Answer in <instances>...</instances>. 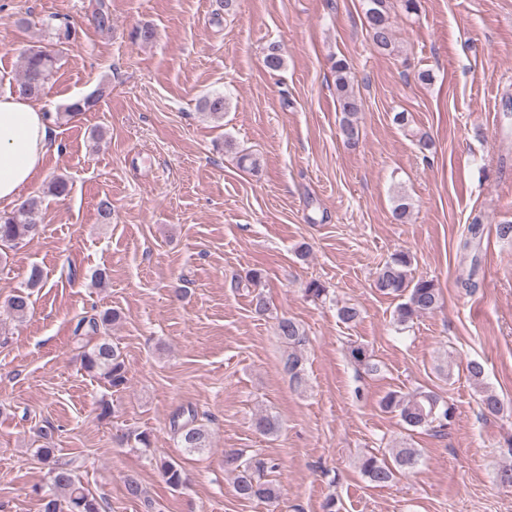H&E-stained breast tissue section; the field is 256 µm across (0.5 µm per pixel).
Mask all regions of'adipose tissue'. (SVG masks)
Returning a JSON list of instances; mask_svg holds the SVG:
<instances>
[{
    "mask_svg": "<svg viewBox=\"0 0 512 512\" xmlns=\"http://www.w3.org/2000/svg\"><path fill=\"white\" fill-rule=\"evenodd\" d=\"M54 147L48 114L20 93L0 95V205L15 204Z\"/></svg>",
    "mask_w": 512,
    "mask_h": 512,
    "instance_id": "obj_1",
    "label": "adipose tissue"
}]
</instances>
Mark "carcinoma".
Listing matches in <instances>:
<instances>
[{
  "label": "carcinoma",
  "instance_id": "carcinoma-1",
  "mask_svg": "<svg viewBox=\"0 0 512 512\" xmlns=\"http://www.w3.org/2000/svg\"><path fill=\"white\" fill-rule=\"evenodd\" d=\"M365 24L376 48L384 53L395 52L394 33L390 23L389 0H366L364 9ZM56 57L41 48H29L22 52V78L19 92L36 97L52 77ZM334 83L339 108L344 114L341 130L352 140L357 135L356 121L360 111L358 99L350 83V67L346 60L338 59L334 64ZM225 99L221 93H215L204 100L203 108L211 116L220 118L224 114ZM39 200L30 198L11 214H0V247L15 246L24 241H32L38 234L36 213ZM410 254L398 251L379 269L375 288L386 296L400 300L394 312V322L406 326L415 319L433 312L441 300L440 288L434 280L427 277L412 276ZM30 307V293L20 291L13 295L8 303L10 313L21 319ZM119 319V312L109 309L89 320H80L75 332L86 328L96 334L107 330ZM278 336L288 348L284 359V370L296 381L302 380L304 348L307 336L302 326L290 318H282L277 325ZM84 370L103 379L109 386L117 387L125 382V365L120 349L107 338L102 337L83 354ZM471 383L481 388V407L490 414L504 410L503 401L492 390L483 386L484 367L471 361L466 366ZM382 407L398 413L406 429L414 432L418 429H444L454 416V409L431 390L416 389L410 393H388L381 401ZM174 433L181 447L190 452H202L210 447L209 427L199 422L197 414L190 410L188 417L181 423L173 424ZM37 458L49 466L50 490L41 498V512H101L103 506L89 489L85 488L74 475L72 469L53 462L54 449L39 448ZM418 452L414 448L403 447L392 450V460L380 458L371 453L360 459L361 473L373 484L384 486L392 482L396 475L415 467ZM224 465L235 473L234 489L239 498L258 499L276 503L280 499L278 485L264 480V472L274 470L277 464L264 459H243L240 452L224 453ZM157 468L166 483L174 488L183 484L182 467L173 460L160 458Z\"/></svg>",
  "mask_w": 512,
  "mask_h": 512
}]
</instances>
